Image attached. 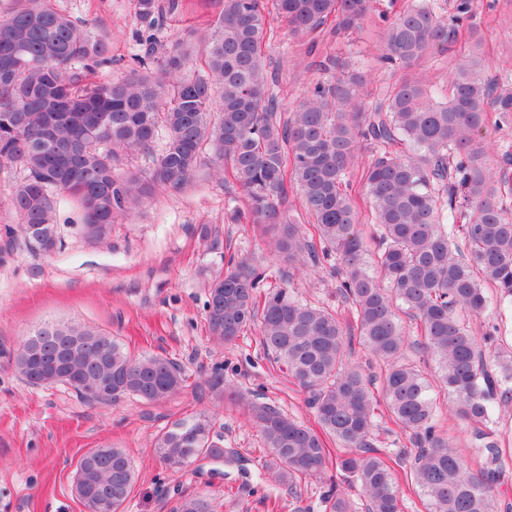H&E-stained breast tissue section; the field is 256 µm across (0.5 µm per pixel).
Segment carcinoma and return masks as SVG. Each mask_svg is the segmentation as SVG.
<instances>
[{
  "mask_svg": "<svg viewBox=\"0 0 512 512\" xmlns=\"http://www.w3.org/2000/svg\"><path fill=\"white\" fill-rule=\"evenodd\" d=\"M214 31L194 51L176 39L150 73L137 69L119 82L93 83L89 75L112 62L104 31L56 8L50 0H11L0 14V169L20 168L10 202L20 233L44 255L60 244L55 223L64 192L82 212V229L105 224L86 237L109 239L115 220L179 189L206 155L215 174L237 185L244 205L233 217L260 224L270 250L294 270H326L351 306L348 322L337 312L273 288L258 299L264 274L249 259H230L208 282L207 334L229 345L255 328L261 344L292 382L307 394L318 429L283 414L224 379L215 367L205 379L214 393L243 405L266 446L265 466L279 483L296 488L322 479L336 443V481L320 499L322 512H353L344 487H359L367 512H401L398 471L374 449V416L383 402L390 421L417 451L406 482L428 502L429 512H498L505 459L494 430L496 408L512 400V360L491 365L486 354L497 329L478 337L464 316L481 317L491 288L512 304V145L498 150V170L487 165L482 130L512 127V92L497 91L487 76L483 38L469 26L467 52L438 88L415 69L433 49H447L459 26L485 8L484 0H453L442 13L437 0H222ZM178 0H136L147 24L139 42L152 57L167 15ZM384 23L380 61L398 78L366 94L355 63L325 54L327 74L304 93L287 117L280 112L278 77L266 69L264 49L278 40L277 19L310 55L330 35L356 30L373 13ZM167 139L147 170L116 172L120 157L152 147L160 129ZM371 154L366 160L364 156ZM293 192L308 227L288 218ZM362 197L376 226L370 252L360 230ZM407 313L420 331L417 345L438 364L435 379L403 359ZM71 336L110 342L104 361L89 352L71 355L70 387L101 385L100 404L126 396L162 401L184 386L176 363L161 355L134 358L114 338L73 324ZM47 324L31 348L24 338L9 353L25 377L31 365L63 344ZM381 367L380 394L373 379L349 362L353 345ZM446 391L457 419L472 428L478 474L438 429L434 387ZM212 419L201 414L173 422L154 441L169 469L199 458L234 453L214 439ZM89 493L112 496L121 512L135 482L121 448H93L78 461ZM180 512H215L203 497Z\"/></svg>",
  "mask_w": 512,
  "mask_h": 512,
  "instance_id": "1",
  "label": "carcinoma"
}]
</instances>
